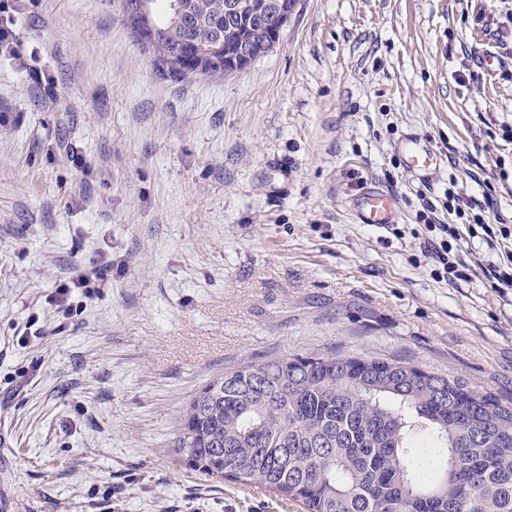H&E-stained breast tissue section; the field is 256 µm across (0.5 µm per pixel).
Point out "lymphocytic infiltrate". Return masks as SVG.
I'll return each instance as SVG.
<instances>
[{
    "label": "lymphocytic infiltrate",
    "instance_id": "f902f5d3",
    "mask_svg": "<svg viewBox=\"0 0 512 512\" xmlns=\"http://www.w3.org/2000/svg\"><path fill=\"white\" fill-rule=\"evenodd\" d=\"M491 194L488 187L475 196L451 186L445 189L441 203L424 200L419 214L421 254L433 277L451 284L466 282L478 270L462 245L470 238L482 239L497 259L479 271L492 288L504 295L512 291V225L488 223ZM450 215L455 216V223H447Z\"/></svg>",
    "mask_w": 512,
    "mask_h": 512
}]
</instances>
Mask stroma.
I'll return each mask as SVG.
<instances>
[{
    "mask_svg": "<svg viewBox=\"0 0 512 512\" xmlns=\"http://www.w3.org/2000/svg\"><path fill=\"white\" fill-rule=\"evenodd\" d=\"M0 57V512H302L192 470L191 399L343 352L512 401V293L432 278L418 195L512 224V0H299L236 74L172 82L101 0H27ZM493 50L503 60L486 69ZM415 137L437 155L410 172ZM391 191L393 230L358 198ZM92 289L61 285L80 275Z\"/></svg>",
    "mask_w": 512,
    "mask_h": 512,
    "instance_id": "obj_1",
    "label": "stroma"
}]
</instances>
